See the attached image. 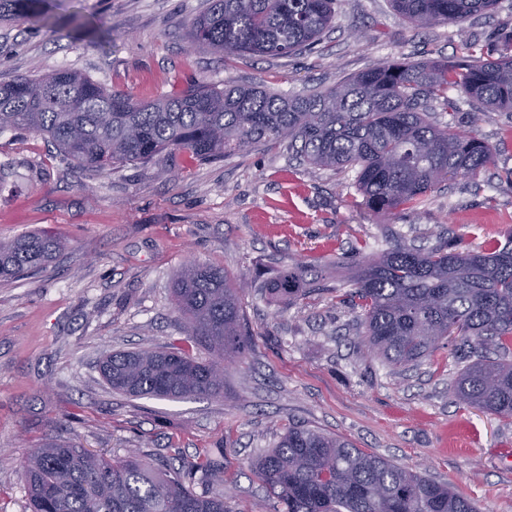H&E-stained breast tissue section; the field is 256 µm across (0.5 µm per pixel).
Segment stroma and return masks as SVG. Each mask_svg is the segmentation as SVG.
<instances>
[{
    "mask_svg": "<svg viewBox=\"0 0 512 512\" xmlns=\"http://www.w3.org/2000/svg\"><path fill=\"white\" fill-rule=\"evenodd\" d=\"M208 6L55 0L56 16L78 15L106 39L93 46L33 20L0 22V81L70 68L144 102L194 82L289 96L397 60H453L466 40L495 57L500 33L512 30V0L463 26L428 28L404 20L390 0H336L314 48L227 58L187 39ZM427 110L494 148V161L388 215L366 206L354 170L303 165L283 142L212 161L165 152L93 174L42 136L1 133L0 239L43 232L62 249L46 268L0 282V512H29L24 461L60 436L111 457L136 448L156 462L223 448L217 493L233 512H274L251 464L296 425L418 467L482 512H512V418L455 403L458 342L393 368L360 352L357 310L336 295L359 259L398 241L484 251L512 237V112L466 109L452 119L438 104ZM301 258L317 270L319 290L292 303L243 295L253 342L226 366L223 395L129 397L103 379L109 352L186 347L171 284L187 262L260 282Z\"/></svg>",
    "mask_w": 512,
    "mask_h": 512,
    "instance_id": "35a3bbf8",
    "label": "stroma"
}]
</instances>
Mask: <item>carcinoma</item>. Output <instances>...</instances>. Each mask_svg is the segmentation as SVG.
<instances>
[{"label":"carcinoma","mask_w":512,"mask_h":512,"mask_svg":"<svg viewBox=\"0 0 512 512\" xmlns=\"http://www.w3.org/2000/svg\"><path fill=\"white\" fill-rule=\"evenodd\" d=\"M496 0H391L417 27L460 25L493 9ZM336 0H211L190 23V43L228 58L287 56L309 48L329 29ZM51 0H0L8 12L50 18ZM489 59L472 43L448 63L393 62L346 78L336 87L285 97L257 86L194 83L181 92L142 102L108 91L69 69L0 82V132L44 137L87 172L147 162L187 150L206 161L256 144L288 141L315 167H351L365 204L377 214L424 204L448 179L470 178L493 160L473 136L448 130L419 111L420 100L460 112L456 90L482 110L512 112V31ZM59 243L43 233L0 241V280L44 268ZM299 262L267 281L275 299L290 303L315 280ZM255 287L219 268L191 264L171 288L189 338L209 359L185 351H115L101 373L115 391L134 397L183 399L224 395V363L251 345L241 296ZM344 296L359 309L361 345L395 368L430 356L448 338L468 347L453 384L462 405L512 418V241L491 252L439 244L429 250L395 244L357 263ZM210 482H224V449L188 463ZM274 500V512H479L448 484L412 467L369 454L348 441L293 426L253 463ZM30 512H227L224 496L203 495L181 470L152 463L136 451L108 457L71 440L35 449L26 465Z\"/></svg>","instance_id":"carcinoma-1"}]
</instances>
